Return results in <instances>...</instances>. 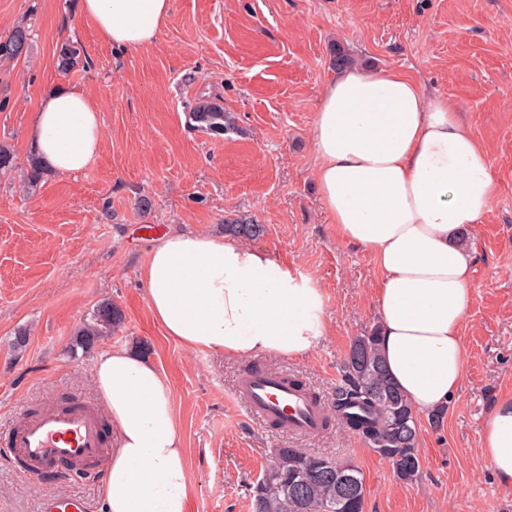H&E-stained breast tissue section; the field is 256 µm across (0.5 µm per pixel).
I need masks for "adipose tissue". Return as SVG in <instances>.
<instances>
[{"label": "adipose tissue", "instance_id": "1", "mask_svg": "<svg viewBox=\"0 0 512 512\" xmlns=\"http://www.w3.org/2000/svg\"><path fill=\"white\" fill-rule=\"evenodd\" d=\"M172 7V0H79L100 40L124 49L152 45ZM102 124L100 102L56 86L41 97L30 137L48 170L75 174L98 156ZM313 142L327 217L380 272L375 306L389 373L414 412L431 414L464 377L474 261L465 235L495 194L488 152L451 102L428 98L406 72L365 67L326 84ZM142 279L154 320L193 351L301 358L327 332L310 278L229 235L160 237ZM93 385L112 420L100 482L105 512H189L185 450L165 377L113 347L97 355ZM481 454L512 485V394L485 415Z\"/></svg>", "mask_w": 512, "mask_h": 512}]
</instances>
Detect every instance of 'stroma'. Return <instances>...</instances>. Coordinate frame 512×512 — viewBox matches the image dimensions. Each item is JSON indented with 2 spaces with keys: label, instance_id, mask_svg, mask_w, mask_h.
<instances>
[{
  "label": "stroma",
  "instance_id": "stroma-1",
  "mask_svg": "<svg viewBox=\"0 0 512 512\" xmlns=\"http://www.w3.org/2000/svg\"><path fill=\"white\" fill-rule=\"evenodd\" d=\"M77 2L0 0V34L23 22L33 36L30 57L0 63V143L19 166L35 151L28 130L48 88L68 84L103 106L101 150L83 172L46 173L29 192L17 173L0 175V431L20 410L64 396L97 402L94 359L125 346L170 385L190 512H249L277 448L355 465L364 512H512V485L480 449L486 411L512 392V0H173L156 41L139 50L100 41ZM66 39L83 45L86 60L64 74L55 57ZM338 46L455 102L489 152L496 185L468 237L464 380L440 426L419 416L421 471L410 483L340 421L295 437L248 417L232 402L248 360L167 338L141 278L159 235H220L225 215H256L265 226L256 246L311 279L328 326L307 357L262 363L332 400L352 340L377 322L378 279L368 254L337 237L312 178L313 128ZM211 93L234 113L237 132L215 138L194 127L189 114ZM106 302L123 320L82 350L77 332ZM58 493L104 512L98 482L24 480L0 447V512H38Z\"/></svg>",
  "mask_w": 512,
  "mask_h": 512
}]
</instances>
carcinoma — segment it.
<instances>
[{"instance_id":"carcinoma-1","label":"carcinoma","mask_w":512,"mask_h":512,"mask_svg":"<svg viewBox=\"0 0 512 512\" xmlns=\"http://www.w3.org/2000/svg\"><path fill=\"white\" fill-rule=\"evenodd\" d=\"M31 30L19 24L0 36V61L29 57ZM80 43L65 41L56 53L62 73L81 63ZM190 119L214 137L234 127L231 113L214 95L197 98ZM18 169L8 145H0V174ZM44 175L43 164L33 155L23 169L22 186L37 188ZM264 225L248 213L224 219V233L246 240L263 235ZM122 314L111 306L97 309L80 333L79 346L91 349L95 341L120 324ZM333 411L371 448L392 466L402 482L415 480L421 469L417 448L418 420L408 399L390 378L379 347L378 326L354 338L342 367L332 402ZM365 485L360 471L350 463L307 453L299 448H278L263 477L252 487L251 512H364Z\"/></svg>"}]
</instances>
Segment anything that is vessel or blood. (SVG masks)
<instances>
[{
  "label": "vessel or blood",
  "mask_w": 512,
  "mask_h": 512,
  "mask_svg": "<svg viewBox=\"0 0 512 512\" xmlns=\"http://www.w3.org/2000/svg\"><path fill=\"white\" fill-rule=\"evenodd\" d=\"M233 400L248 417L278 432L314 435L322 431L326 404L299 387L285 373L254 364L238 379ZM112 443L107 423L92 403L74 399L66 406L48 404L20 411L5 438L17 473L33 481L92 476ZM41 512H87L84 498L60 496Z\"/></svg>",
  "instance_id": "b4317fda"
}]
</instances>
